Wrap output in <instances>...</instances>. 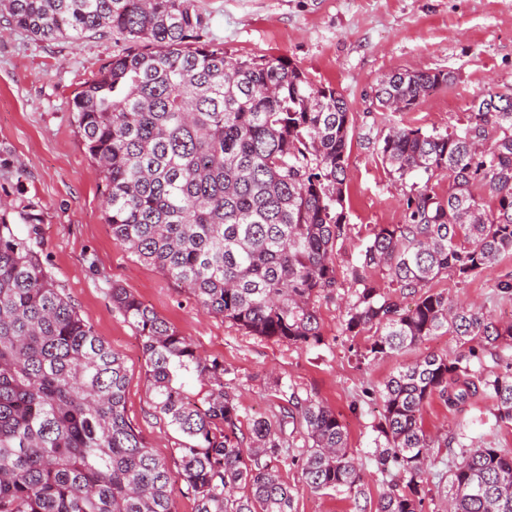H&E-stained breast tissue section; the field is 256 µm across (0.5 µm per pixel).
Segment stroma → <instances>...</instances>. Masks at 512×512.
Instances as JSON below:
<instances>
[{
  "label": "stroma",
  "mask_w": 512,
  "mask_h": 512,
  "mask_svg": "<svg viewBox=\"0 0 512 512\" xmlns=\"http://www.w3.org/2000/svg\"><path fill=\"white\" fill-rule=\"evenodd\" d=\"M210 19L208 38L226 56L287 58L318 85L335 87L354 115L348 149L346 222L349 232L332 253L340 281L316 299L323 341L298 349L248 334L207 314L175 281L162 277L113 240L106 221L101 179L73 123L75 92L127 43L116 34L41 41L21 29L0 36V199L38 220L44 266L80 315L128 371L126 412L162 456L180 433L154 408L147 390L145 357L134 327L112 307L111 288L136 295L195 343L222 360L224 380L238 395L244 419L278 411L279 384L327 404L340 415L348 445L372 480L371 499L383 491L373 460L380 390L401 367L429 353L456 357L462 349L441 332L399 355L362 359L368 333L345 329V280L374 226L399 224L410 187L385 165L378 144L390 128L457 131L488 87L512 88V0H195ZM395 70L448 73L449 80L407 112L378 107V80ZM512 277V254L466 280L443 276L432 291L512 321V295L498 291ZM430 451L422 512L442 506L451 462L482 445L512 452V423L496 418L492 400L473 396L455 410L439 398L423 409Z\"/></svg>",
  "instance_id": "35a3bbf8"
}]
</instances>
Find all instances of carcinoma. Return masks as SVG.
Returning <instances> with one entry per match:
<instances>
[{
  "instance_id": "1",
  "label": "carcinoma",
  "mask_w": 512,
  "mask_h": 512,
  "mask_svg": "<svg viewBox=\"0 0 512 512\" xmlns=\"http://www.w3.org/2000/svg\"><path fill=\"white\" fill-rule=\"evenodd\" d=\"M0 18L39 40L109 30L132 44L73 98L75 126L103 183L112 238L180 283L209 314L297 348L322 343L315 298L338 287L330 261L347 235V148L353 113L283 57L232 60L204 40L194 0H0ZM448 74L397 71L375 99L415 108ZM498 136L485 144L489 132ZM379 154L411 185L404 222L375 226L349 271L346 330L374 331L365 359L398 354L444 331L468 346L429 354L380 391L385 485L377 504L336 412L282 391L285 404L242 429L227 369L119 286L112 308L135 328L154 408L185 440L159 457L126 413L119 354L58 288L0 203V512H176L175 482L196 512H295L302 491L341 493L355 512H421L432 436L424 405L453 410L478 391L512 423V369L484 376L466 363L512 347V322L453 302L428 285L467 279L512 253V92L484 90L462 133L393 129ZM449 176L448 199L429 180ZM481 184L488 207L474 194ZM387 269L414 308L381 294ZM194 376L201 396L185 389ZM300 425L304 445L287 439ZM285 459L299 482L271 462ZM448 512H512V454L478 446L449 469ZM370 281L381 293L397 297L405 306L413 307L419 298L417 294H400L398 288L393 286L388 273L382 269H374L371 272Z\"/></svg>"
}]
</instances>
